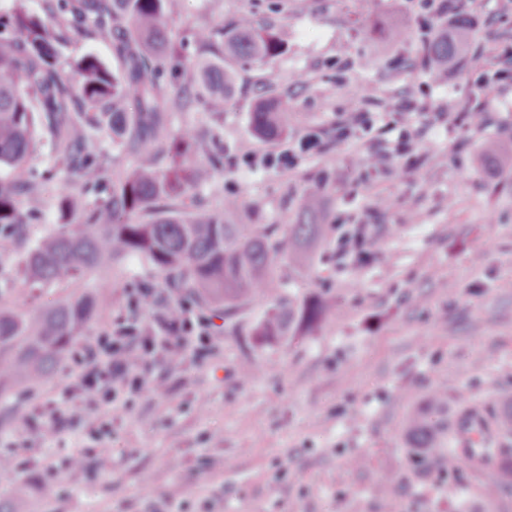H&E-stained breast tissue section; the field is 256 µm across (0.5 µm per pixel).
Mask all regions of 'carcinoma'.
Returning a JSON list of instances; mask_svg holds the SVG:
<instances>
[{"mask_svg": "<svg viewBox=\"0 0 512 512\" xmlns=\"http://www.w3.org/2000/svg\"><path fill=\"white\" fill-rule=\"evenodd\" d=\"M16 2L11 13L0 15V168L15 175L0 180V235L14 236L27 223L18 196L35 191L27 174L38 130L49 133L60 161L80 172L89 192L102 191L103 171L88 131L107 126L118 153L137 159L132 170L113 175L106 196L89 208L78 196H60L58 229L25 255L17 270L20 283L70 285L91 270L140 255L170 278L171 287L226 317L255 297H271L273 308L253 328L255 344L288 335L292 325L316 328L330 310L328 302L317 298L293 308L276 271L304 257L319 240L321 225L292 224L280 234L271 224H226L222 214L186 212L179 205L222 165L224 148L211 144L210 167L197 164L198 144L187 133H171L172 114L194 105L224 111L225 91L234 80L224 62L260 63L280 55L283 46L271 29L243 17L233 26L198 32L197 41L220 50L189 62L185 38L168 26L181 0H50L43 16ZM64 27L107 35L120 68L114 71L89 54L75 62L78 81L71 82L59 62ZM470 34L462 19L453 34L431 39L422 56L443 68L467 49ZM168 67L197 70L195 81L163 83ZM286 125L287 116L271 99L258 100L250 112L251 132L260 140L280 138ZM163 158L170 159L165 168L159 165ZM134 215L143 220L132 222ZM111 302L112 289L103 285L36 315L1 305L0 394L21 384L41 386ZM408 436L422 463L432 455L455 457L439 428L420 414ZM26 505V489L17 484L9 500L0 502V512H23Z\"/></svg>", "mask_w": 512, "mask_h": 512, "instance_id": "cac0c4a2", "label": "carcinoma"}]
</instances>
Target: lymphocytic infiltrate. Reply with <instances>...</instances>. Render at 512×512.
I'll return each instance as SVG.
<instances>
[{
	"instance_id": "1",
	"label": "lymphocytic infiltrate",
	"mask_w": 512,
	"mask_h": 512,
	"mask_svg": "<svg viewBox=\"0 0 512 512\" xmlns=\"http://www.w3.org/2000/svg\"><path fill=\"white\" fill-rule=\"evenodd\" d=\"M473 87L491 97L512 85V45L492 46L477 57L469 70ZM420 87L407 89L402 104L388 112L356 106L337 112L327 127H310L292 147L262 154L246 152L243 162L281 176L293 175L308 158L321 159L344 147L349 151L350 178L369 193L372 211L396 207V197L384 186L386 175L398 177L426 164L448 163L447 149L424 147L428 127L453 132L487 127L484 106H466L448 98L424 111ZM336 245L332 258L345 270L361 268L382 250V240L357 212H336ZM120 313L97 336L73 354L75 381L60 387L50 398L35 404L23 419L24 430L39 436H59L88 423L97 440L111 436L114 421L122 419L144 392L165 395V378L156 368L179 371L206 363L216 350L209 318L188 298L171 301L158 288H126Z\"/></svg>"
}]
</instances>
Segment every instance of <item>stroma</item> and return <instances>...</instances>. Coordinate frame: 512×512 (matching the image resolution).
Listing matches in <instances>:
<instances>
[{
	"mask_svg": "<svg viewBox=\"0 0 512 512\" xmlns=\"http://www.w3.org/2000/svg\"><path fill=\"white\" fill-rule=\"evenodd\" d=\"M470 52L512 43V5L479 0ZM272 26L281 55L263 64L236 62L235 89L223 112L198 108L175 113L174 130L219 135L224 165L196 199L224 211L230 224L325 225L317 249L286 267L289 299L319 296L331 312L311 332L290 331L276 342L246 348L255 324L268 312L257 299L232 317L213 315L216 352L203 366L169 376L170 392H147L112 430V469L86 465L62 473L53 498H42L47 466L65 451L95 448L83 429L53 439L24 431L32 398L0 402V494L16 481L30 492L29 512H512V487L487 500L486 476L459 464L446 474L447 458L415 462L405 422L421 413L442 428L463 409L498 418L512 398V157L489 159L481 144L512 146V86L488 106L490 125L446 134L428 131L425 145L448 147V164L426 166L387 180L400 204L372 218L382 235L380 257L355 271L337 270L327 256L335 234L328 226L337 206L366 209V191L346 178L348 152L306 160L292 178L238 163L243 149L287 148L310 126H328L336 112L372 98V111L395 105L406 88L426 86V99L474 97L465 67L432 87L415 37L420 0H182L170 21L176 33L213 30L242 16ZM98 55L118 69L111 45L86 33H69L61 63ZM344 70H337V63ZM273 95L288 114V133L267 144L250 131L256 98ZM35 193L21 196L35 213L11 252L0 254V288L16 277L21 257L46 231L56 229L62 193L82 182L41 136L31 162ZM331 183L321 208L305 213L313 181ZM235 196L225 211L227 196ZM166 277L139 257L116 270H94L68 286L29 288L8 299L20 312H39L72 292L110 282L113 307L122 287ZM252 377L239 373L243 357ZM206 410H199V401ZM391 481L394 504L377 493ZM183 487V506L161 497Z\"/></svg>",
	"mask_w": 512,
	"mask_h": 512,
	"instance_id": "stroma-1",
	"label": "stroma"
}]
</instances>
